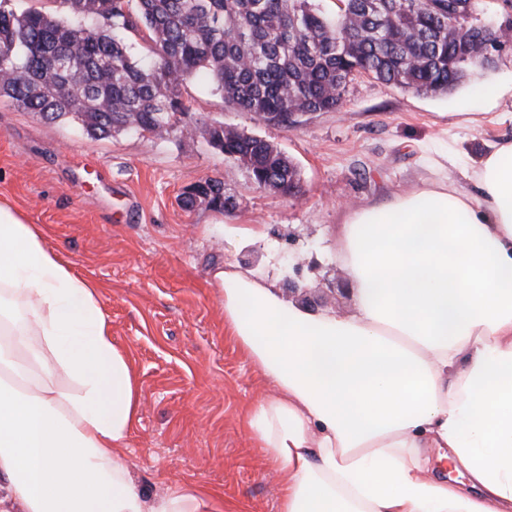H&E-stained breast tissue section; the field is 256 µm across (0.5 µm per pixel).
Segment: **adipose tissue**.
Masks as SVG:
<instances>
[{"instance_id": "ef3b65f1", "label": "adipose tissue", "mask_w": 512, "mask_h": 512, "mask_svg": "<svg viewBox=\"0 0 512 512\" xmlns=\"http://www.w3.org/2000/svg\"><path fill=\"white\" fill-rule=\"evenodd\" d=\"M462 181L350 215L354 315L220 272L226 332L274 386L247 426L279 512H512V140ZM140 411L97 285L0 200V512H224L219 487L138 492L124 452Z\"/></svg>"}]
</instances>
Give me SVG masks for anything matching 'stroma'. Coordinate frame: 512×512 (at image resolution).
Masks as SVG:
<instances>
[{"label": "stroma", "mask_w": 512, "mask_h": 512, "mask_svg": "<svg viewBox=\"0 0 512 512\" xmlns=\"http://www.w3.org/2000/svg\"><path fill=\"white\" fill-rule=\"evenodd\" d=\"M474 82L498 96L417 95L354 76L332 112L290 126L227 106L202 75L187 81L196 130L157 137L87 136L0 100V199L46 230L60 258L101 285L100 303L141 384L140 421L127 441L136 488L148 498L173 482L221 487L244 512H279L280 485L247 433L245 408L270 384L224 330L227 265L263 276L318 314L355 311L354 283L337 258L355 210L444 177L459 178L490 145L512 139V49ZM260 136L300 171L293 196L254 189L245 167L202 136L211 122ZM455 163L439 164L447 143ZM234 197L231 212L200 201L204 180Z\"/></svg>", "instance_id": "obj_1"}]
</instances>
